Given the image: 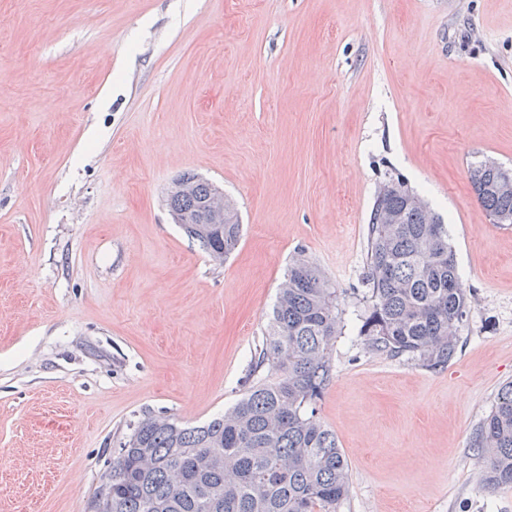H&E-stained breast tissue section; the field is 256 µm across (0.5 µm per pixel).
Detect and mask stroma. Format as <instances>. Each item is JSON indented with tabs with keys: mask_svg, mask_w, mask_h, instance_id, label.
I'll return each instance as SVG.
<instances>
[{
	"mask_svg": "<svg viewBox=\"0 0 512 512\" xmlns=\"http://www.w3.org/2000/svg\"><path fill=\"white\" fill-rule=\"evenodd\" d=\"M484 159L512 169V0H0V512H84L142 412L231 407L299 250L345 311L317 403L339 512H512L470 446L512 380ZM187 172L240 216L223 263L168 212ZM391 177L447 219L471 289L439 371L353 322Z\"/></svg>",
	"mask_w": 512,
	"mask_h": 512,
	"instance_id": "35a3bbf8",
	"label": "stroma"
}]
</instances>
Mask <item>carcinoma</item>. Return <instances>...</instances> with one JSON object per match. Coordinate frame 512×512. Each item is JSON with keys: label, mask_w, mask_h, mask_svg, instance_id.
Returning a JSON list of instances; mask_svg holds the SVG:
<instances>
[{"label": "carcinoma", "mask_w": 512, "mask_h": 512, "mask_svg": "<svg viewBox=\"0 0 512 512\" xmlns=\"http://www.w3.org/2000/svg\"><path fill=\"white\" fill-rule=\"evenodd\" d=\"M504 173L477 161L470 180L487 214L511 225ZM179 181L193 191L167 197L170 215L213 260L224 261L243 232L233 203L224 200V223L201 224L202 201L214 185L193 173ZM361 284L357 327L372 350L431 371L455 358L471 293L458 274L445 218L398 179L381 184L370 209ZM343 329L336 285L297 252L243 396L202 425L141 415L113 451L87 512H338L349 492L348 463L316 404L333 379L332 352ZM471 447L489 485L512 486V382L499 388Z\"/></svg>", "instance_id": "obj_1"}]
</instances>
